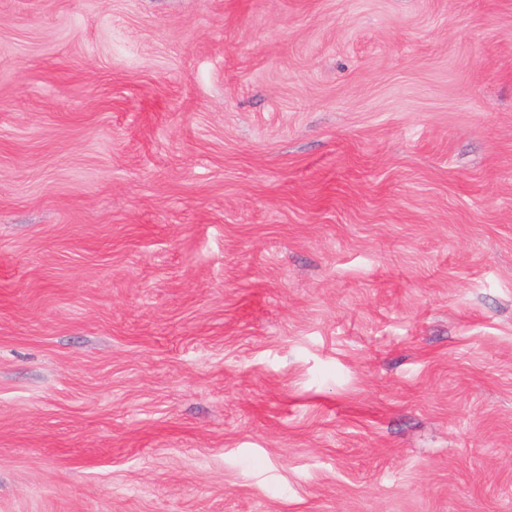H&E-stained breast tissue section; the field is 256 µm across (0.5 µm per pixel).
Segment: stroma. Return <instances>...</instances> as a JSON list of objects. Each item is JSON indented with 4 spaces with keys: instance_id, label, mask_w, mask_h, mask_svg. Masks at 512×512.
<instances>
[{
    "instance_id": "stroma-1",
    "label": "stroma",
    "mask_w": 512,
    "mask_h": 512,
    "mask_svg": "<svg viewBox=\"0 0 512 512\" xmlns=\"http://www.w3.org/2000/svg\"><path fill=\"white\" fill-rule=\"evenodd\" d=\"M0 512H512V0H0Z\"/></svg>"
}]
</instances>
